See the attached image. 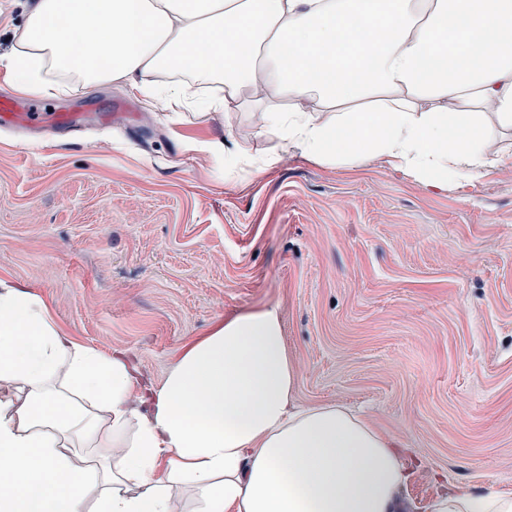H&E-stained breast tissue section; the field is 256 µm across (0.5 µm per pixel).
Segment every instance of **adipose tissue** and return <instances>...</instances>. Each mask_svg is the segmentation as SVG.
<instances>
[{
  "instance_id": "1",
  "label": "adipose tissue",
  "mask_w": 512,
  "mask_h": 512,
  "mask_svg": "<svg viewBox=\"0 0 512 512\" xmlns=\"http://www.w3.org/2000/svg\"><path fill=\"white\" fill-rule=\"evenodd\" d=\"M121 83L163 112L248 109L312 160L424 187L512 169V0H34L0 77L39 96ZM277 307L215 321L162 384L0 281V512H395L401 449L299 405ZM431 512H512L444 490Z\"/></svg>"
}]
</instances>
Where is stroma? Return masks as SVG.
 <instances>
[{
    "label": "stroma",
    "instance_id": "obj_1",
    "mask_svg": "<svg viewBox=\"0 0 512 512\" xmlns=\"http://www.w3.org/2000/svg\"><path fill=\"white\" fill-rule=\"evenodd\" d=\"M27 102L78 123L0 128V280L158 384L214 321L278 306L300 404L364 415L413 462L400 512L512 495V170L424 188L279 151L244 111L175 122L113 85ZM228 122L279 161L229 178L191 151Z\"/></svg>",
    "mask_w": 512,
    "mask_h": 512
}]
</instances>
